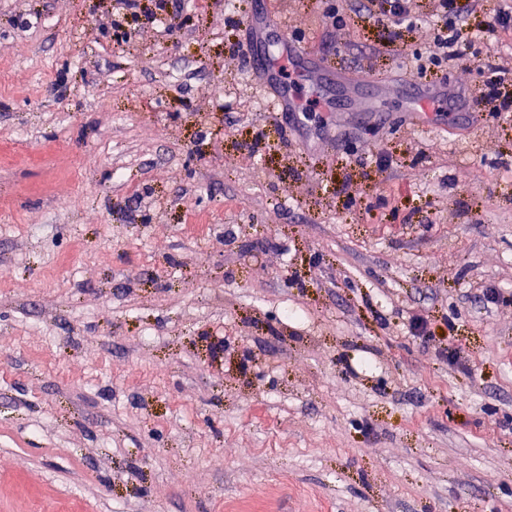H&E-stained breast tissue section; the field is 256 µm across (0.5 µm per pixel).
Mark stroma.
<instances>
[{
    "label": "stroma",
    "mask_w": 512,
    "mask_h": 512,
    "mask_svg": "<svg viewBox=\"0 0 512 512\" xmlns=\"http://www.w3.org/2000/svg\"><path fill=\"white\" fill-rule=\"evenodd\" d=\"M267 4L333 111H269ZM153 5L0 0V512H512V124L346 88L407 83L430 0L394 44L360 0Z\"/></svg>",
    "instance_id": "35a3bbf8"
}]
</instances>
